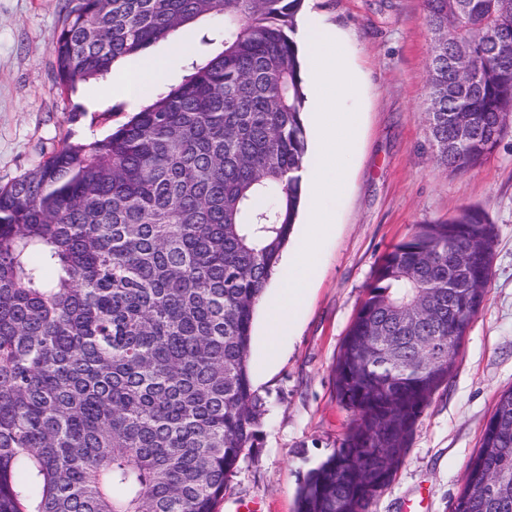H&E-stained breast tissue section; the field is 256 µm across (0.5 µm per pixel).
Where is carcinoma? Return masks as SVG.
<instances>
[{
	"mask_svg": "<svg viewBox=\"0 0 512 512\" xmlns=\"http://www.w3.org/2000/svg\"><path fill=\"white\" fill-rule=\"evenodd\" d=\"M305 0H68L59 84L96 80L204 17L223 49L107 136L65 143L0 187V512H216L258 448L257 303L304 201ZM424 114L446 170L512 128V0H424ZM469 56L448 73V48ZM471 128L448 148L455 123ZM495 226L464 206L381 258L335 365L352 413L295 512H370L484 306ZM470 283L448 298V271ZM512 389L466 466L455 512H512ZM479 486L472 494L467 488Z\"/></svg>",
	"mask_w": 512,
	"mask_h": 512,
	"instance_id": "carcinoma-1",
	"label": "carcinoma"
}]
</instances>
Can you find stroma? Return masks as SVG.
Segmentation results:
<instances>
[{
    "label": "stroma",
    "mask_w": 512,
    "mask_h": 512,
    "mask_svg": "<svg viewBox=\"0 0 512 512\" xmlns=\"http://www.w3.org/2000/svg\"><path fill=\"white\" fill-rule=\"evenodd\" d=\"M67 0H0V186L19 178L62 142L103 138L126 122L140 97L102 81L63 90L51 42ZM306 9L351 36L365 97L346 166L336 222L319 246L311 292L281 337L273 362L260 355L264 311L256 309L250 375L267 415L260 450L232 477L219 512L255 503L294 512L307 471L342 442L351 420L336 398L334 366L347 328L381 257L415 225L473 205L496 228L488 300L464 336L448 381L425 407L404 463L371 512H452L498 395L512 388V133L479 168L453 174L435 158L423 117L432 33L422 0H307ZM223 21L206 17L189 53L174 38L153 44L165 85L180 84L192 62L221 49Z\"/></svg>",
    "instance_id": "1"
}]
</instances>
